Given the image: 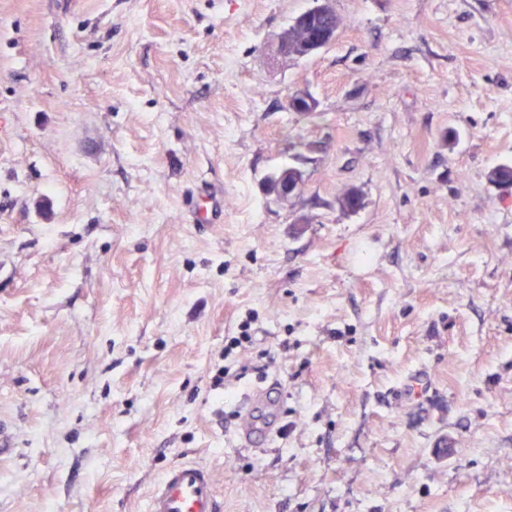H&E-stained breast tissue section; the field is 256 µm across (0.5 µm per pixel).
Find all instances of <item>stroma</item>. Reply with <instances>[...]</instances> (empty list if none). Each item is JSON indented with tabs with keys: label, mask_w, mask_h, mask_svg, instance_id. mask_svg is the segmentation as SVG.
Masks as SVG:
<instances>
[{
	"label": "stroma",
	"mask_w": 512,
	"mask_h": 512,
	"mask_svg": "<svg viewBox=\"0 0 512 512\" xmlns=\"http://www.w3.org/2000/svg\"><path fill=\"white\" fill-rule=\"evenodd\" d=\"M312 5L0 0V512H144L178 462L224 512H512V0H332L277 57ZM304 12L292 18L283 29L281 34L288 43H282L278 40L276 48L278 55L284 58L296 57L293 52L300 55L309 52L312 55L335 40L336 32L340 27V18L336 12L332 11L331 14L300 19ZM323 30H336V32H319ZM316 32L319 33L314 37L313 45L310 47V37ZM288 46L293 52L288 50ZM280 385L281 383L278 379H271L264 386H259L247 393V399L243 406L244 414L250 418L254 417V413L259 414V411L264 409L268 416L265 420H254L255 424L251 427L250 431L243 433L246 443L261 445L275 430V423L271 414L274 412L281 394Z\"/></svg>",
	"instance_id": "1"
}]
</instances>
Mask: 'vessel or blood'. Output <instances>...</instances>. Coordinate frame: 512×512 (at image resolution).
<instances>
[{
    "mask_svg": "<svg viewBox=\"0 0 512 512\" xmlns=\"http://www.w3.org/2000/svg\"><path fill=\"white\" fill-rule=\"evenodd\" d=\"M281 394L279 380L273 379L248 393L243 409L255 417L250 431L244 432L246 443L263 444L274 431L272 413ZM145 512H224L214 476L205 466L185 462L168 469L150 493Z\"/></svg>",
    "mask_w": 512,
    "mask_h": 512,
    "instance_id": "b4317fda",
    "label": "vessel or blood"
}]
</instances>
